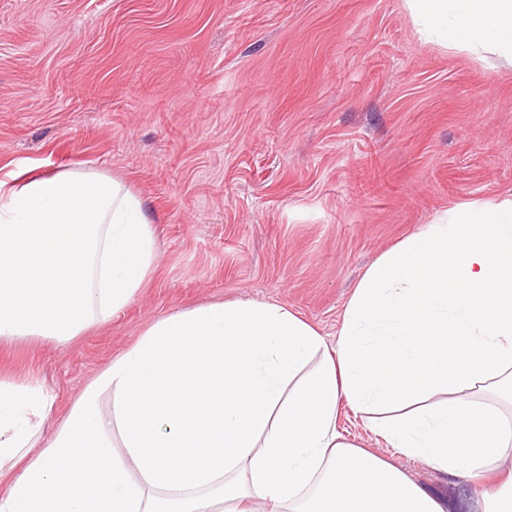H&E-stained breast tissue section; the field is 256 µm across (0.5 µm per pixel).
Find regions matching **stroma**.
<instances>
[{"instance_id":"obj_1","label":"stroma","mask_w":512,"mask_h":512,"mask_svg":"<svg viewBox=\"0 0 512 512\" xmlns=\"http://www.w3.org/2000/svg\"><path fill=\"white\" fill-rule=\"evenodd\" d=\"M69 169L141 196L159 258L72 341H0L53 423L177 310L277 302L335 344L380 255L512 198V65L424 44L403 0H0V180ZM395 463L478 512L480 488Z\"/></svg>"}]
</instances>
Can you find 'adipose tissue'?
I'll list each match as a JSON object with an SVG mask.
<instances>
[{
    "mask_svg": "<svg viewBox=\"0 0 512 512\" xmlns=\"http://www.w3.org/2000/svg\"><path fill=\"white\" fill-rule=\"evenodd\" d=\"M424 42L512 64V0H404ZM154 222L98 170L0 181V340L65 343L128 305ZM0 376V512H447L394 457L512 512V200L472 201L383 253L335 345L278 303L172 312L47 429ZM348 404L381 443L336 430Z\"/></svg>",
    "mask_w": 512,
    "mask_h": 512,
    "instance_id": "ef3b65f1",
    "label": "adipose tissue"
}]
</instances>
